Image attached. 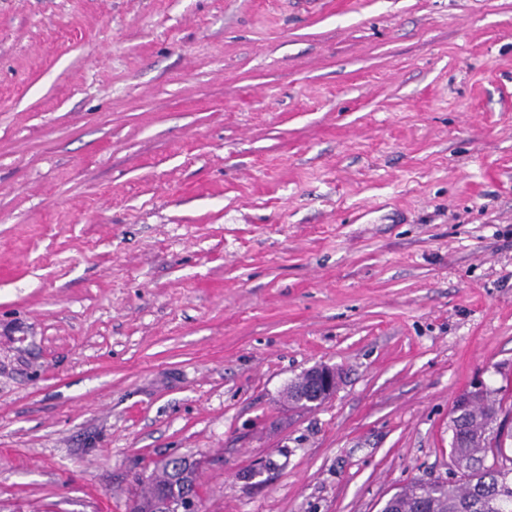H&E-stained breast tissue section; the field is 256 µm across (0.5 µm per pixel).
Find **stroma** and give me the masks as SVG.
I'll list each match as a JSON object with an SVG mask.
<instances>
[{
	"instance_id": "obj_1",
	"label": "stroma",
	"mask_w": 512,
	"mask_h": 512,
	"mask_svg": "<svg viewBox=\"0 0 512 512\" xmlns=\"http://www.w3.org/2000/svg\"><path fill=\"white\" fill-rule=\"evenodd\" d=\"M477 378L512 413V0H0V512L170 456L381 512ZM307 386L300 388L298 397L308 404L325 401L336 389V371L326 366H315L304 373Z\"/></svg>"
}]
</instances>
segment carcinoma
I'll use <instances>...</instances> for the list:
<instances>
[{"mask_svg":"<svg viewBox=\"0 0 512 512\" xmlns=\"http://www.w3.org/2000/svg\"><path fill=\"white\" fill-rule=\"evenodd\" d=\"M502 412L498 392H476L464 407L453 406L451 465L455 477L413 481L394 494L384 512H512V457L493 418ZM197 478L177 458L155 468L133 499L138 512H165L166 501L181 494V483Z\"/></svg>","mask_w":512,"mask_h":512,"instance_id":"obj_1","label":"carcinoma"}]
</instances>
